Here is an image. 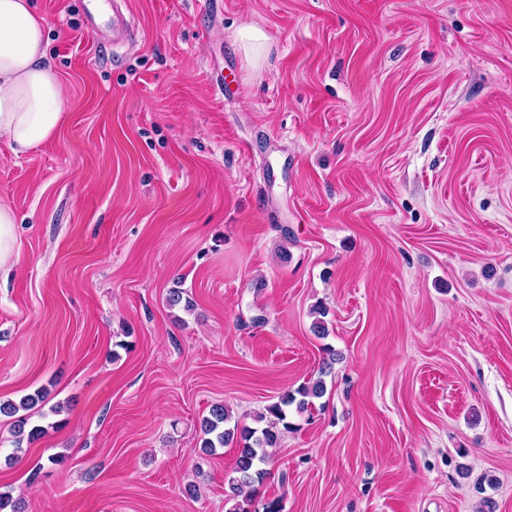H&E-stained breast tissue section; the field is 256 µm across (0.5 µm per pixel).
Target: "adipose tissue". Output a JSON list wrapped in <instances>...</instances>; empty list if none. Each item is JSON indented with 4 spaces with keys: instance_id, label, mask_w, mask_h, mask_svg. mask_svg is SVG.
Segmentation results:
<instances>
[{
    "instance_id": "1",
    "label": "adipose tissue",
    "mask_w": 512,
    "mask_h": 512,
    "mask_svg": "<svg viewBox=\"0 0 512 512\" xmlns=\"http://www.w3.org/2000/svg\"><path fill=\"white\" fill-rule=\"evenodd\" d=\"M63 109L43 18L31 0H0V138L26 153L54 137Z\"/></svg>"
}]
</instances>
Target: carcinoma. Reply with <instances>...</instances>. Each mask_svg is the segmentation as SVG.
Here are the masks:
<instances>
[{"mask_svg":"<svg viewBox=\"0 0 512 512\" xmlns=\"http://www.w3.org/2000/svg\"><path fill=\"white\" fill-rule=\"evenodd\" d=\"M323 374L325 371L322 370L319 377L301 384L293 392L285 393L279 401L268 406L269 420L261 428L237 424L231 429L224 428L230 415L222 404L212 405L209 415L202 419L200 429L203 434V452L212 453L216 448L230 443L237 447L236 477L231 480L229 494V499L235 501V504L229 512H252L250 507L253 505L255 492L268 475L262 465L266 463L268 449L275 447L279 440L278 425L281 424L286 429L290 427L287 417L288 408L292 405L300 413L315 409V400L326 394ZM48 396L47 390L39 389L23 396L17 403L9 400L0 403V414L15 418L13 435L16 444L19 445L24 440L31 444L40 437L42 429L37 426L27 428L29 416L26 412L43 405Z\"/></svg>","mask_w":512,"mask_h":512,"instance_id":"1","label":"carcinoma"}]
</instances>
